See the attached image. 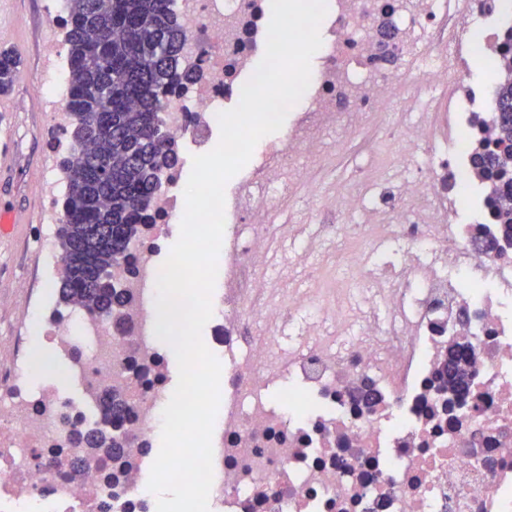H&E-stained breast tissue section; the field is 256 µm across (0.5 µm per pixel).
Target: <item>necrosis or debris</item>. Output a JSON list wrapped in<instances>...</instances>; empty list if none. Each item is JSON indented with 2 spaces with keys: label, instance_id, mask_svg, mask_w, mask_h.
Returning a JSON list of instances; mask_svg holds the SVG:
<instances>
[{
  "label": "necrosis or debris",
  "instance_id": "necrosis-or-debris-1",
  "mask_svg": "<svg viewBox=\"0 0 512 512\" xmlns=\"http://www.w3.org/2000/svg\"><path fill=\"white\" fill-rule=\"evenodd\" d=\"M188 33L180 66L197 79L163 112L175 141L207 143L226 101L239 98V74L253 66L267 34V0H173ZM48 125L67 146L63 0H46ZM490 29L480 52L499 54L512 31V0H331L320 32L321 65L295 104L296 120L225 197L224 307L211 329L224 350V410L214 432L209 512H512V244L492 224H455L448 201L475 181L474 138L489 137L468 103L496 107L491 87L466 80L455 49L471 16ZM396 35L379 44L375 21ZM417 68L405 72L407 63ZM414 113L406 145L458 133L457 162L418 177L369 175L378 188L319 195L321 275L307 288H283L293 270L269 271L283 229L276 202L295 194L305 169L322 163L330 140L353 141L365 114ZM153 200L162 221L139 234L112 279L127 301L112 317L80 303L33 311L37 335L64 360L79 400L55 386L26 382L35 347L0 375V512H153L147 488L152 442L171 395L157 349V257L184 213L180 171L168 172ZM338 213H359L340 225ZM346 267L355 288L329 282ZM464 351L465 383L444 374ZM289 378L288 407L269 388ZM125 403L115 418L91 419L106 396ZM103 431L122 443L118 459L86 458L77 434Z\"/></svg>",
  "mask_w": 512,
  "mask_h": 512
}]
</instances>
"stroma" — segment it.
<instances>
[{"label":"stroma","instance_id":"obj_1","mask_svg":"<svg viewBox=\"0 0 512 512\" xmlns=\"http://www.w3.org/2000/svg\"><path fill=\"white\" fill-rule=\"evenodd\" d=\"M16 27L0 28V47L26 44L19 74L10 90L12 111L0 112V153L9 162L0 168V208L27 221L23 234L0 241V339L24 335L23 313L47 308L58 300V280L42 256L41 185L46 177V158L51 151L50 133L43 108L44 65L42 45L51 20L45 0H21L14 10ZM402 113H384L380 120H367L360 147L335 153L331 162L315 173V184L339 189L357 186L360 173L376 166L381 154L401 156L408 148L398 139Z\"/></svg>","mask_w":512,"mask_h":512}]
</instances>
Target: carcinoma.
I'll use <instances>...</instances> for the list:
<instances>
[{
	"label": "carcinoma",
	"instance_id": "cac0c4a2",
	"mask_svg": "<svg viewBox=\"0 0 512 512\" xmlns=\"http://www.w3.org/2000/svg\"><path fill=\"white\" fill-rule=\"evenodd\" d=\"M65 63L75 148L59 166L68 178L56 236L65 271L59 297L110 317L123 306L122 291L108 287V269L125 255L138 224H154L151 209L162 175L178 154L162 125L168 97L192 80L179 66L187 36L171 0H67ZM20 60L0 50V92L14 82ZM498 102L494 124L512 130V64L492 84ZM478 179L489 189V223L512 238V209L497 204L512 187L509 156L487 146L472 156ZM87 455H119L117 438L104 432L85 439Z\"/></svg>",
	"mask_w": 512,
	"mask_h": 512
}]
</instances>
